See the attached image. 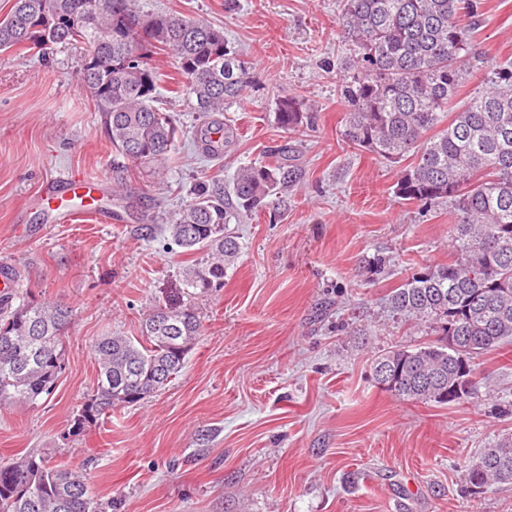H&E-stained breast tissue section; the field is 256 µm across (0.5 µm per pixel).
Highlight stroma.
<instances>
[{
  "mask_svg": "<svg viewBox=\"0 0 512 512\" xmlns=\"http://www.w3.org/2000/svg\"><path fill=\"white\" fill-rule=\"evenodd\" d=\"M479 61L464 104L495 63L512 58V0H483ZM223 30L249 86L226 112L237 130L219 158L184 138L157 178L117 166L100 116L77 81L84 51L0 53V266L20 292L71 307L65 370L38 405L0 407V463L35 452L85 469L111 512H512V485L466 492L484 448L512 436V345L477 357L473 398L408 401L375 380L377 352L436 340L434 321L404 320L387 297L412 270L448 260L447 204L395 197L402 164L348 146L340 0H141ZM283 97L314 108V126L278 125ZM300 180L230 224L240 251L224 286L199 299L201 335L172 382L115 408L79 436L92 394L90 345L140 337L142 321L202 257L147 235L201 181L228 186L239 165L280 145ZM66 170L100 182L94 207L55 223L37 198ZM134 203L123 220L92 209ZM389 258L384 273L374 256Z\"/></svg>",
  "mask_w": 512,
  "mask_h": 512,
  "instance_id": "1",
  "label": "stroma"
}]
</instances>
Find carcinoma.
Here are the masks:
<instances>
[{"label": "carcinoma", "mask_w": 512, "mask_h": 512, "mask_svg": "<svg viewBox=\"0 0 512 512\" xmlns=\"http://www.w3.org/2000/svg\"><path fill=\"white\" fill-rule=\"evenodd\" d=\"M108 1L112 9L95 12L94 0H13L0 18V52L85 46L96 65L80 71L78 81L112 151L161 175L179 136L170 113L156 106L160 73L153 54L166 51L176 70L169 93L187 97L202 118L197 129L205 150L221 157L236 137L221 120L224 108L248 87L244 63L223 32L179 15L145 14L139 0H100ZM45 15L66 20L65 27L39 28ZM482 23V0H342L338 18L341 37L353 46L340 85L344 138L390 163L411 159L395 195L427 207L446 202L455 218L452 259L412 273L388 298L393 315L439 328L433 342L374 359L390 368L389 392L400 399L466 401L475 393V359L512 344V60L495 65L469 101L449 111L473 76L479 54L472 33ZM275 115L285 129L315 119L293 97L281 98ZM297 178L285 144L274 161L238 168L235 204L225 202L224 188L203 183L165 218L168 241L206 257L183 272L186 298L158 304L146 316L142 339L106 334L92 342L96 389L75 415L73 434L180 373L201 333L197 300L224 287V270L239 252L227 224L241 212L262 210ZM71 321L72 310L60 303L0 294V405H34L53 394L65 370L62 335ZM466 484L475 498L512 484V437L480 454ZM0 512H106V506L91 495L86 474L30 454L0 464Z\"/></svg>", "instance_id": "1"}]
</instances>
